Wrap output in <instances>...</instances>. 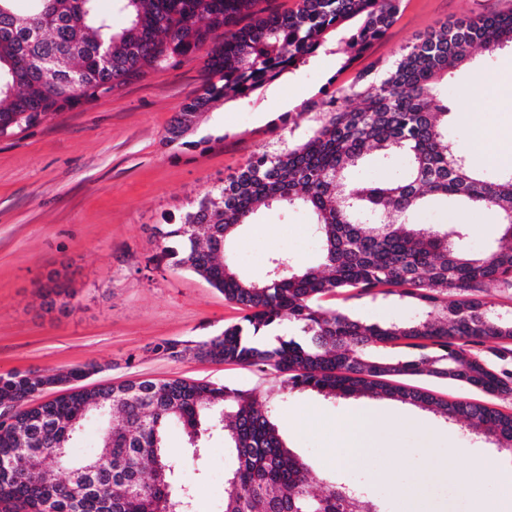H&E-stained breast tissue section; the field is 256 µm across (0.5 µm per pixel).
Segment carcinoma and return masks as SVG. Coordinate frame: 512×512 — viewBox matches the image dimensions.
I'll return each mask as SVG.
<instances>
[{"instance_id": "1", "label": "carcinoma", "mask_w": 512, "mask_h": 512, "mask_svg": "<svg viewBox=\"0 0 512 512\" xmlns=\"http://www.w3.org/2000/svg\"><path fill=\"white\" fill-rule=\"evenodd\" d=\"M0 0V137L34 126L81 101L112 93L133 78L161 71L207 49L203 92L185 103L167 130L188 140L209 105L251 98L304 66L343 29L337 74L351 69L399 19L405 0H299L287 13L255 10L258 0H112L126 18L116 29L99 0ZM251 22L242 24L244 17ZM512 48V9L462 18L426 33L388 58L355 71L321 101L316 125L297 144L262 151L191 203L156 235L161 258L224 295L242 312L197 342L196 356L268 372L279 391L328 399L370 397L413 405L459 423L491 443L512 438V414L484 403L448 401L401 379L451 380L486 393L509 392L512 378L465 344H502L512 353V313L482 296L497 282L512 288V170L489 178L448 136V97L440 82L452 69L474 68V53ZM358 106H353V103ZM370 151L402 157L405 177L352 179ZM489 211L498 239L476 251L464 224L413 222L425 195ZM309 210L317 262L269 260L265 278L244 277L224 252L262 209ZM396 296L415 313L380 323L356 320L330 303L338 294ZM456 296L448 301V295ZM289 333L280 334L283 326ZM39 369L0 374V418L9 402L38 381ZM45 419L22 448L0 421L3 512H193L189 491L163 441L181 424L191 445L218 432L235 457L226 475L224 512H380L352 485L319 480L286 445L271 410L230 385L185 378L99 387L43 406ZM106 418L98 453L70 456L86 415ZM88 471L74 502L70 476Z\"/></svg>"}]
</instances>
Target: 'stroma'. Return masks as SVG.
I'll return each mask as SVG.
<instances>
[{
	"label": "stroma",
	"instance_id": "obj_1",
	"mask_svg": "<svg viewBox=\"0 0 512 512\" xmlns=\"http://www.w3.org/2000/svg\"><path fill=\"white\" fill-rule=\"evenodd\" d=\"M512 8V0H407L406 8L373 57H389L419 36L467 16ZM207 55L198 51L174 66L151 72L119 90L53 114L40 124L0 138V374L29 369L66 370L92 364L91 389L132 379L186 378L252 390L272 397L287 446L328 477L368 491L381 512H473V501L440 465L449 449L456 464L493 457L497 468L482 483L485 499L512 473V452L495 451L457 425L440 422L418 407L387 399L327 400L312 392L281 395L273 375L238 365L178 359L159 351L167 340L195 347L218 334L240 312L203 280L160 261L156 225L178 219L189 203L210 192L258 151L282 148L306 135L312 124L307 102L336 73L335 55L321 53L294 74L239 102H215L196 137L217 136L202 150L169 143L176 112L202 91ZM469 70L443 84L452 111L448 131L464 139L465 117L484 113L496 138L512 140V99L472 96ZM420 224L460 222L469 244L481 250L497 235L494 216L431 200L415 217ZM305 209L263 211L230 249L241 273L263 278L270 258L288 255L314 264L319 247ZM76 295L67 311L44 306L50 273ZM333 305L367 322L407 317L413 310L396 297L339 295ZM422 388L446 400L489 403L512 414V392L489 395L459 384L424 380ZM373 406L388 418L377 448L344 464L338 445L351 408ZM179 478L191 488L195 512H223L225 473L235 462L223 441L192 455L183 429L166 434Z\"/></svg>",
	"mask_w": 512,
	"mask_h": 512
}]
</instances>
